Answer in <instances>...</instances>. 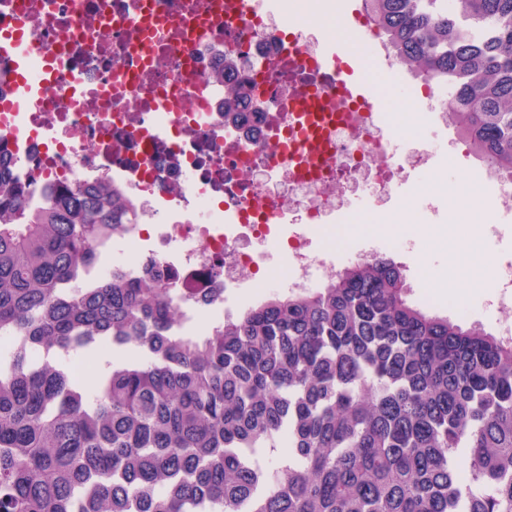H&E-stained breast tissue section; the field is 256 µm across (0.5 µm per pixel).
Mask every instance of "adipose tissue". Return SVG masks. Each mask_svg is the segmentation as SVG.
<instances>
[{
  "label": "adipose tissue",
  "instance_id": "1",
  "mask_svg": "<svg viewBox=\"0 0 512 512\" xmlns=\"http://www.w3.org/2000/svg\"><path fill=\"white\" fill-rule=\"evenodd\" d=\"M452 192L459 206L455 219L457 237L447 240L444 235H428L427 241L432 248H450L452 255L448 261L447 277L435 276L431 282L440 295H448L451 302L464 303L473 289L490 290L495 285L496 268L492 264L475 266L473 255L481 248L479 226L487 220V209L481 187L468 178H460Z\"/></svg>",
  "mask_w": 512,
  "mask_h": 512
}]
</instances>
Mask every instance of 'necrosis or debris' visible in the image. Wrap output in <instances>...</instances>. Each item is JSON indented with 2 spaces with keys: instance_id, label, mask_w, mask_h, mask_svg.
Returning a JSON list of instances; mask_svg holds the SVG:
<instances>
[{
  "instance_id": "1",
  "label": "necrosis or debris",
  "mask_w": 512,
  "mask_h": 512,
  "mask_svg": "<svg viewBox=\"0 0 512 512\" xmlns=\"http://www.w3.org/2000/svg\"><path fill=\"white\" fill-rule=\"evenodd\" d=\"M327 12L328 0H0V39L21 38L37 96L0 112V153L34 208L74 184L121 188L137 218L99 246V276L154 263L191 296L199 334L252 264L313 288L332 268L335 219L363 194L379 206L429 162L394 153L388 129L318 70ZM232 88L246 98L228 124ZM483 307L512 338V258Z\"/></svg>"
}]
</instances>
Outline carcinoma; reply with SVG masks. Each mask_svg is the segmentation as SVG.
I'll return each mask as SVG.
<instances>
[{
  "label": "carcinoma",
  "mask_w": 512,
  "mask_h": 512,
  "mask_svg": "<svg viewBox=\"0 0 512 512\" xmlns=\"http://www.w3.org/2000/svg\"><path fill=\"white\" fill-rule=\"evenodd\" d=\"M363 8L512 177V0ZM24 196L0 161V512H512V341L410 305L393 260L197 336L154 276L85 281L119 188Z\"/></svg>",
  "instance_id": "cac0c4a2"
}]
</instances>
